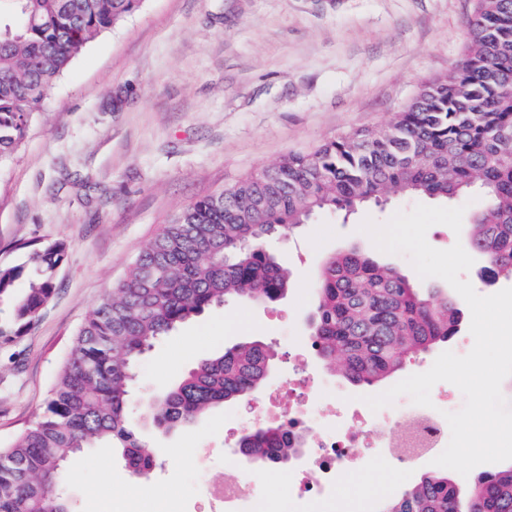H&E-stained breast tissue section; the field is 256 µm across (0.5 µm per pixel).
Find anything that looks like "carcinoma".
Segmentation results:
<instances>
[{
	"mask_svg": "<svg viewBox=\"0 0 512 512\" xmlns=\"http://www.w3.org/2000/svg\"><path fill=\"white\" fill-rule=\"evenodd\" d=\"M143 0H0V161L22 146L34 112L82 48L119 26ZM460 61L424 83L380 128L293 153L182 209L150 241L125 278L87 314L37 420L0 448V512H75L62 492L66 464L88 448L115 449L130 474L156 466L129 403L137 364L163 336L213 305L273 303L291 273L267 249L317 211L350 214L395 196L482 197L469 216V251L489 284L512 278V0H476ZM64 245L33 249L34 280L14 306L19 336L53 293ZM22 273L0 267V297ZM310 337L323 365L357 386L378 384L449 342L463 310L438 288L351 248L330 255L314 284ZM278 351L255 340L202 359L156 394L141 417L159 432L190 427L266 385ZM298 441L253 429L236 447L263 467L286 463ZM378 512H512V467L482 472L463 488L433 473L383 501Z\"/></svg>",
	"mask_w": 512,
	"mask_h": 512,
	"instance_id": "1",
	"label": "carcinoma"
}]
</instances>
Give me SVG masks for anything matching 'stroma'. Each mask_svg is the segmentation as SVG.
<instances>
[{"instance_id":"35a3bbf8","label":"stroma","mask_w":512,"mask_h":512,"mask_svg":"<svg viewBox=\"0 0 512 512\" xmlns=\"http://www.w3.org/2000/svg\"><path fill=\"white\" fill-rule=\"evenodd\" d=\"M474 0H144L99 36L47 93L26 139L0 162V266L29 263L32 244L61 242L64 259L39 319L0 342V447L42 411L88 311L182 208L355 130L389 124L424 82L462 55ZM412 198L351 215H313L268 248L295 273L280 300L229 301L163 336L141 360L132 416L200 360L245 340L276 345L269 381L290 368L283 336H304L312 285L326 255L374 252L364 220L411 211ZM227 405L200 423L153 436L162 466L147 477L158 506H193L204 482L237 471L224 462ZM386 453L349 471L362 482L395 475L394 491L432 472ZM76 512H101L104 497L128 502L139 481L115 450L94 448L69 464Z\"/></svg>"}]
</instances>
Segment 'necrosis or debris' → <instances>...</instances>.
<instances>
[{
  "label": "necrosis or debris",
  "mask_w": 512,
  "mask_h": 512,
  "mask_svg": "<svg viewBox=\"0 0 512 512\" xmlns=\"http://www.w3.org/2000/svg\"><path fill=\"white\" fill-rule=\"evenodd\" d=\"M311 346L308 337L295 341L289 378L251 398L247 414L226 430L225 461L237 458L238 432L279 426L303 439L302 450L288 469L290 497L331 501L336 497L342 471L353 467L360 449L390 447L394 424L404 427L403 453L395 458V466H405L413 457L446 448L451 431L445 415L457 409V394L451 384L433 386L428 407L414 404L406 395L376 411L366 406L350 407L340 400L324 399L321 380L307 374L305 362ZM268 490L262 473L240 470L223 491L208 487V512H266Z\"/></svg>",
  "instance_id": "necrosis-or-debris-1"
}]
</instances>
